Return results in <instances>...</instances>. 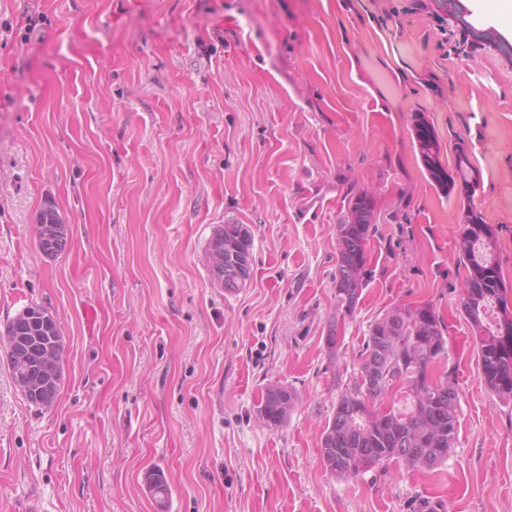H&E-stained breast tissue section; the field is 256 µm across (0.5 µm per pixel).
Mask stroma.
<instances>
[{
	"instance_id": "stroma-1",
	"label": "stroma",
	"mask_w": 512,
	"mask_h": 512,
	"mask_svg": "<svg viewBox=\"0 0 512 512\" xmlns=\"http://www.w3.org/2000/svg\"><path fill=\"white\" fill-rule=\"evenodd\" d=\"M413 2L0 0V330L38 305L65 342L48 408L0 359V512H158L155 469L168 512H406L418 494L512 512V402L482 383L459 307L462 210L411 131L426 113L448 168L468 141L512 282L508 27L497 0L464 27L448 0ZM34 14L45 36L28 42ZM359 191L376 205L372 277L332 360L336 226ZM48 203L69 226L54 257L35 237ZM230 218L253 237L233 294L206 254ZM423 302L459 362L456 443L435 475L392 462L338 480L319 451L336 371L358 366L377 317ZM275 383L298 402L272 430L257 405ZM148 491L156 502L160 511H168L169 498L171 494L170 484L164 471H154L146 478Z\"/></svg>"
}]
</instances>
